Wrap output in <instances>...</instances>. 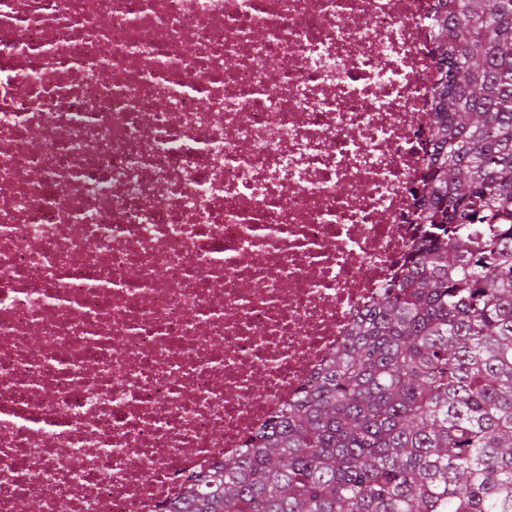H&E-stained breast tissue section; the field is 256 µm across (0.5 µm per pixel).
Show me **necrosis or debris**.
<instances>
[{"mask_svg": "<svg viewBox=\"0 0 512 512\" xmlns=\"http://www.w3.org/2000/svg\"><path fill=\"white\" fill-rule=\"evenodd\" d=\"M437 0H0V512H172L420 229Z\"/></svg>", "mask_w": 512, "mask_h": 512, "instance_id": "1", "label": "necrosis or debris"}]
</instances>
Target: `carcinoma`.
I'll return each mask as SVG.
<instances>
[{
    "instance_id": "carcinoma-1",
    "label": "carcinoma",
    "mask_w": 512,
    "mask_h": 512,
    "mask_svg": "<svg viewBox=\"0 0 512 512\" xmlns=\"http://www.w3.org/2000/svg\"><path fill=\"white\" fill-rule=\"evenodd\" d=\"M420 245L175 512H512V0H438Z\"/></svg>"
}]
</instances>
